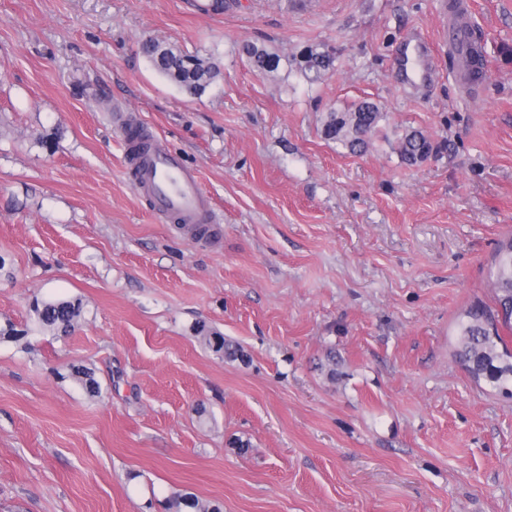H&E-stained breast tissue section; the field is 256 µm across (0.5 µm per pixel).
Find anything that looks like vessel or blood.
I'll return each instance as SVG.
<instances>
[{"label":"vessel or blood","mask_w":512,"mask_h":512,"mask_svg":"<svg viewBox=\"0 0 512 512\" xmlns=\"http://www.w3.org/2000/svg\"><path fill=\"white\" fill-rule=\"evenodd\" d=\"M443 39L455 56H466L469 38L456 18L448 19ZM127 152L133 183L155 210L178 223L212 231L215 214L211 198L203 190L197 173L176 152L162 147L149 134L128 140Z\"/></svg>","instance_id":"obj_1"}]
</instances>
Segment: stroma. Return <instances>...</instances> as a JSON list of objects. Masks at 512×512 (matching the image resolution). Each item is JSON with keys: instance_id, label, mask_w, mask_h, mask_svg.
Segmentation results:
<instances>
[{"instance_id": "obj_1", "label": "stroma", "mask_w": 512, "mask_h": 512, "mask_svg": "<svg viewBox=\"0 0 512 512\" xmlns=\"http://www.w3.org/2000/svg\"><path fill=\"white\" fill-rule=\"evenodd\" d=\"M212 2L0 0V329L30 331L0 339V512H512V399L453 356L512 234V0H466L468 95L444 49L428 86L395 78L440 0ZM147 38L222 79L181 92ZM362 100L383 118L352 155L322 126ZM135 127L197 171L211 238L132 185ZM412 130L434 151L409 166ZM50 297L81 302L71 335L34 329ZM243 53L248 62L259 70H273L279 65V58L272 56L265 49L256 45H246ZM334 58L327 54L313 52L308 53L305 61L304 71L309 80H317L322 74L334 67ZM309 74H312L310 76ZM167 509L173 512H222L220 507L201 501L190 494L172 495L167 499Z\"/></svg>"}]
</instances>
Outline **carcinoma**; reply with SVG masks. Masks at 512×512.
Instances as JSON below:
<instances>
[{"instance_id": "cac0c4a2", "label": "carcinoma", "mask_w": 512, "mask_h": 512, "mask_svg": "<svg viewBox=\"0 0 512 512\" xmlns=\"http://www.w3.org/2000/svg\"><path fill=\"white\" fill-rule=\"evenodd\" d=\"M470 35L475 37V41L468 51L464 72L467 81L474 85L484 80L485 64L480 36L474 30ZM140 50L157 73L191 96L203 95L221 75L217 63L188 55L173 46L161 45L153 39L144 41ZM243 53L248 62L259 70H273L279 65V59L256 45L244 46ZM333 67V57L312 51L306 57L304 71L309 80L314 81ZM381 117L376 104L363 101L350 111L329 113L323 133L326 139L358 153L368 145ZM430 152L431 143L420 131L406 133L400 142L401 158L408 165L428 157ZM491 287L496 314L492 316L480 306L466 314V319L459 325L455 356L474 380L485 379L512 397V353L506 349L499 350V346L505 345L499 328L512 332V237L502 242L496 251ZM33 312L39 329L65 335L78 325L82 308L76 300L55 298L34 303ZM68 377L88 394L98 393V381L88 369L72 364L68 367ZM167 509L170 512H221L219 506L205 503L190 494L168 497Z\"/></svg>"}]
</instances>
